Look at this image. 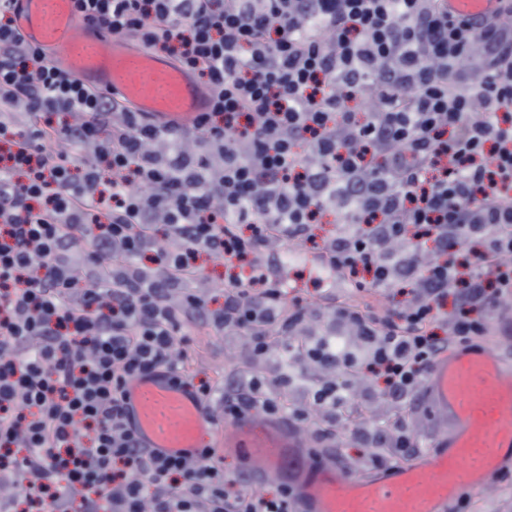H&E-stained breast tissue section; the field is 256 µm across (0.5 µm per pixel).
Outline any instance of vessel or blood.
I'll return each mask as SVG.
<instances>
[{
    "label": "vessel or blood",
    "instance_id": "b4317fda",
    "mask_svg": "<svg viewBox=\"0 0 512 512\" xmlns=\"http://www.w3.org/2000/svg\"><path fill=\"white\" fill-rule=\"evenodd\" d=\"M17 29L31 45L89 89L107 93L155 125L191 126L211 98L179 63L84 22L74 0H16ZM448 16L482 26L500 0H445ZM448 435L411 461L358 475L335 456L314 455L282 418L242 417L217 425L196 390L160 367L130 378L126 421L158 456L214 448L241 456L254 485L288 484L298 512H450L512 470V357L488 341L457 345L440 355L427 381Z\"/></svg>",
    "mask_w": 512,
    "mask_h": 512
}]
</instances>
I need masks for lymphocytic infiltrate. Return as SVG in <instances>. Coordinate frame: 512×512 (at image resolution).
I'll list each match as a JSON object with an SVG mask.
<instances>
[{
    "label": "lymphocytic infiltrate",
    "instance_id": "1",
    "mask_svg": "<svg viewBox=\"0 0 512 512\" xmlns=\"http://www.w3.org/2000/svg\"><path fill=\"white\" fill-rule=\"evenodd\" d=\"M0 0V512H293L286 484L247 492L212 451L164 458L127 427L133 375L182 373L191 320L242 330L309 378L284 411L263 378L224 382L222 418L343 420L351 382L421 408L431 365L512 319V0L482 30L441 0H76L78 13L188 67L212 105L161 129L32 47ZM65 119L53 122L55 113ZM82 157L73 166V157ZM338 224L316 239L324 213ZM163 226V238L154 229ZM316 243L377 306L306 322L268 258ZM110 260L85 282L71 258ZM249 277L208 307L170 296L195 256Z\"/></svg>",
    "mask_w": 512,
    "mask_h": 512
}]
</instances>
